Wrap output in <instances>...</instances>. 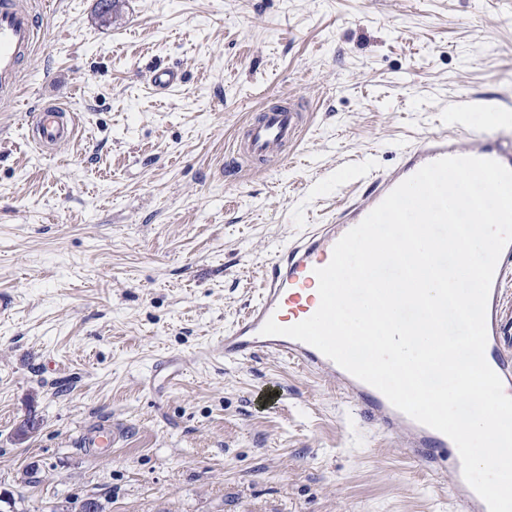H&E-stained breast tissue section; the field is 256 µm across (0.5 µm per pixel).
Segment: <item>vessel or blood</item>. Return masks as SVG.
Returning a JSON list of instances; mask_svg holds the SVG:
<instances>
[{
  "mask_svg": "<svg viewBox=\"0 0 512 512\" xmlns=\"http://www.w3.org/2000/svg\"><path fill=\"white\" fill-rule=\"evenodd\" d=\"M36 25L28 0H0V95H13L20 78V65L33 52ZM305 119L291 106L262 110L250 118L239 153L247 158L282 154L288 143L298 139ZM471 113H459L455 121L440 131L428 133L401 151L390 169L373 175L365 192L351 199L330 223L312 228L278 253L264 272V286L258 300L225 330L220 352L225 360L243 362L265 353L330 376L346 392L356 411L381 432H400L405 448L431 473L450 471L454 487L467 512H488L484 500L469 486L455 443L445 434L425 426L395 408L377 388L367 384L317 348L286 336H265L261 329L268 319L289 326L311 316L318 308L310 297L317 288L315 271L326 266L335 244L358 225L402 181L423 166L443 157L470 156L491 159L512 169V142L502 139H474L461 143L470 133ZM32 136L39 148L53 150L69 142L77 132L74 120L59 104L43 106L32 116ZM512 244L498 260L487 304L488 342L485 358L501 378L504 391L512 396Z\"/></svg>",
  "mask_w": 512,
  "mask_h": 512,
  "instance_id": "obj_1",
  "label": "vessel or blood"
}]
</instances>
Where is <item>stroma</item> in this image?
Wrapping results in <instances>:
<instances>
[{
  "label": "stroma",
  "mask_w": 512,
  "mask_h": 512,
  "mask_svg": "<svg viewBox=\"0 0 512 512\" xmlns=\"http://www.w3.org/2000/svg\"><path fill=\"white\" fill-rule=\"evenodd\" d=\"M35 22L0 100V512H457L327 380L219 341L359 178L470 108L500 136L512 0H53ZM47 101L79 123L51 155L28 132ZM289 102L288 159L237 161ZM99 426L105 455L78 444Z\"/></svg>",
  "instance_id": "stroma-1"
}]
</instances>
